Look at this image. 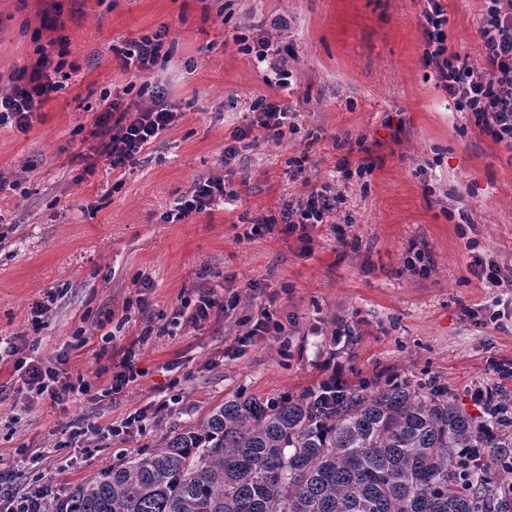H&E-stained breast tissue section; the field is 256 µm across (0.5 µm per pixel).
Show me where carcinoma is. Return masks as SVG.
Instances as JSON below:
<instances>
[{"mask_svg": "<svg viewBox=\"0 0 512 512\" xmlns=\"http://www.w3.org/2000/svg\"><path fill=\"white\" fill-rule=\"evenodd\" d=\"M499 403L480 420L405 380L334 405L240 393L76 487L69 512H512V395ZM463 448L486 452L463 465Z\"/></svg>", "mask_w": 512, "mask_h": 512, "instance_id": "1", "label": "carcinoma"}]
</instances>
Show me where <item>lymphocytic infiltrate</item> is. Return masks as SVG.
<instances>
[{
    "label": "lymphocytic infiltrate",
    "instance_id": "f902f5d3",
    "mask_svg": "<svg viewBox=\"0 0 512 512\" xmlns=\"http://www.w3.org/2000/svg\"><path fill=\"white\" fill-rule=\"evenodd\" d=\"M426 2L422 27L428 45L427 66L447 91L456 111L471 113L483 132L512 147V0H486L481 28L484 64L480 67L449 51L444 32L447 19L440 0ZM50 69L51 62L45 59L32 71H20L14 77L9 90L0 93V125L11 121L19 130L29 128L35 106L42 104L48 93L56 88ZM177 118L175 108L165 102L163 95L156 94L146 106L112 100L99 114L96 127L105 139V154L117 167L132 160ZM289 118L287 107L276 99H261L253 109L252 121L236 129L232 143L225 145V155H237L240 143L255 140L259 135L272 140L284 138ZM238 197L237 191L227 188L225 177H201L178 199L165 219L179 221L191 214L211 210L213 206L229 204ZM344 202V196L326 183L285 204L279 217L255 218L253 227L270 231L280 223L285 233L304 232L309 226L329 223ZM223 311L224 303L217 298L215 290L203 291L193 306L176 308L160 330L169 334L182 324H201ZM10 353L15 357L14 369L19 372L29 393L46 395L57 402L72 389L84 392L90 389L85 382L76 386L61 383L66 356H59L56 364L44 367L24 356L21 346H12ZM56 498V492L45 483H33L25 492H14L10 475L0 473V512H51Z\"/></svg>",
    "mask_w": 512,
    "mask_h": 512
}]
</instances>
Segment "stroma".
Returning <instances> with one entry per match:
<instances>
[{
    "mask_svg": "<svg viewBox=\"0 0 512 512\" xmlns=\"http://www.w3.org/2000/svg\"><path fill=\"white\" fill-rule=\"evenodd\" d=\"M441 4L449 50L481 64L485 0ZM426 6L0 0V90L44 55L75 68L27 131L0 126V337H26L46 365L66 355L68 376L91 386L60 402L31 401L12 359L0 361V470L14 488L39 477L71 495L225 398L311 392L332 352L355 387L389 377L442 383L466 407V387L494 382L490 360H512V318L483 326L471 312L512 296V149L471 113L449 108L425 60ZM158 31L164 58L145 72L125 65V52ZM280 70L284 88L274 84ZM156 90L179 119L133 161L113 166L96 134L99 113L115 98L149 102ZM265 96L292 112V133L225 159V143ZM343 138L356 143L351 159L371 165L369 175L338 179ZM304 154V173L293 175L290 160ZM227 173L236 207L164 221L196 179ZM324 183L345 197L332 223L305 240L278 231L244 239L243 217L278 214ZM413 247L429 257L428 274L408 266ZM477 257L496 265L500 286L475 276ZM209 288L229 301L219 318L172 336L152 330L159 314ZM48 298L50 311L34 317V303ZM268 306L286 335L239 344ZM129 344L144 377L122 396L97 399L113 352ZM170 390L177 403L149 415L142 432L60 447L70 421L104 433ZM38 448L50 454L35 470L26 454Z\"/></svg>",
    "mask_w": 512,
    "mask_h": 512,
    "instance_id": "1",
    "label": "stroma"
}]
</instances>
